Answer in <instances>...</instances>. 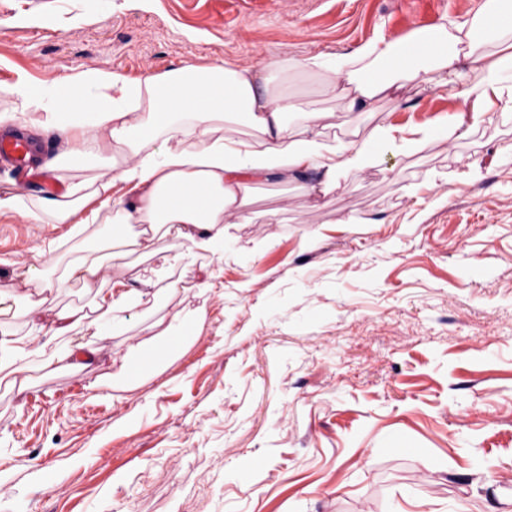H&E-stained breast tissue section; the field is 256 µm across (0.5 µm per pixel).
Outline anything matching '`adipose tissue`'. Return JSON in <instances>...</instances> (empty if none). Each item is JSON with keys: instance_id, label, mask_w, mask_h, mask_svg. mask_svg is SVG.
Segmentation results:
<instances>
[{"instance_id": "obj_1", "label": "adipose tissue", "mask_w": 512, "mask_h": 512, "mask_svg": "<svg viewBox=\"0 0 512 512\" xmlns=\"http://www.w3.org/2000/svg\"><path fill=\"white\" fill-rule=\"evenodd\" d=\"M512 14V0H485L472 17L410 31L389 41L377 37L352 53L289 59L294 71H317L324 90L340 112H371L378 100L421 87L448 96L457 110L442 129H408L384 122L362 140L330 145L325 141L327 112H306L300 129L285 116L294 106L287 94L271 90L260 69L221 62L201 69L188 65L132 79L119 73L85 70L67 80L69 100L60 105L51 90L18 80L8 92L22 112L35 113L39 130L62 133L60 156L122 151V164L106 166L91 179L65 182L61 192L38 197L25 206L21 196L0 195V214H24L35 224H67L72 235L102 214L118 224L135 225L130 239L113 242L107 253L92 251L72 267L85 287L94 288L96 315L77 311L43 319L41 304L27 301L20 317L29 319L43 342L0 333V373L17 372L29 362L56 372L73 366V352L60 339L79 324L103 336L123 313L143 305L154 285L145 270L136 288L95 289L104 261L125 256L126 246L151 253L157 236L190 240L216 248L224 227L246 217L253 187L272 180L295 183L302 195L319 198L339 187L341 179L381 162L385 150L400 155L419 152L429 141L465 138L492 112H512V25L492 24L493 16ZM424 47L420 59L406 57L407 44ZM249 126L255 139L221 135L225 117ZM94 136H87V126ZM126 194L112 198L115 187ZM203 187L205 196L172 204L183 189Z\"/></svg>"}]
</instances>
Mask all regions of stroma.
Segmentation results:
<instances>
[{
    "instance_id": "obj_1",
    "label": "stroma",
    "mask_w": 512,
    "mask_h": 512,
    "mask_svg": "<svg viewBox=\"0 0 512 512\" xmlns=\"http://www.w3.org/2000/svg\"><path fill=\"white\" fill-rule=\"evenodd\" d=\"M454 2L0 0V112L20 75L53 87L88 69L138 78L228 61L275 68L294 129L310 110L330 111L345 140L383 121L434 125L452 109L430 91L346 114L284 63L460 20L485 0ZM41 140L39 169L0 163V195L97 175L91 155L59 159L56 133ZM50 163L60 179L47 184ZM248 213L227 225L223 253L195 248L166 267L174 242L161 238L101 267L113 288L160 267L167 294L112 335L67 336L93 343L94 368L0 383V512H512V113L386 153L317 205L265 183ZM128 233L102 222L74 238L1 214L0 326L29 334L17 312L38 277ZM159 320L180 342L161 374L128 388L122 360Z\"/></svg>"
}]
</instances>
